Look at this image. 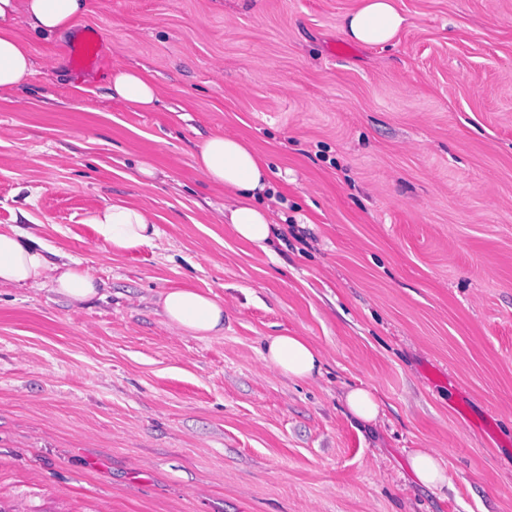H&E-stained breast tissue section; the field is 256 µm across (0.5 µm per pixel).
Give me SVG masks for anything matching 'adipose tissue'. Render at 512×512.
<instances>
[{
  "label": "adipose tissue",
  "mask_w": 512,
  "mask_h": 512,
  "mask_svg": "<svg viewBox=\"0 0 512 512\" xmlns=\"http://www.w3.org/2000/svg\"><path fill=\"white\" fill-rule=\"evenodd\" d=\"M90 0H0V93L20 88L34 72L26 41L15 32L17 18L30 31L54 33L71 30L89 9ZM404 22L395 0H361L357 10L344 16V36L363 45L391 41ZM109 97L133 112L152 110L157 102L155 84L139 69L113 71ZM195 169L207 183L224 190L225 223L237 237L269 250L278 227L268 196L273 193L266 159L244 138L231 133L207 137L193 156ZM91 221L98 236L113 251L124 252L152 243L160 231L149 210L117 198L97 210ZM37 228L0 225V285L51 286L70 302L82 304L100 295L96 278L81 261L57 263ZM156 303L166 322L196 338L224 333V304L196 288H169ZM263 360L290 380L306 381L323 373L320 351L305 337L280 334L264 337ZM414 480L428 488L451 486L446 461L429 450L409 456Z\"/></svg>",
  "instance_id": "1"
}]
</instances>
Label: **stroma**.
<instances>
[{"instance_id": "1", "label": "stroma", "mask_w": 512, "mask_h": 512, "mask_svg": "<svg viewBox=\"0 0 512 512\" xmlns=\"http://www.w3.org/2000/svg\"><path fill=\"white\" fill-rule=\"evenodd\" d=\"M396 2L382 46L340 34L357 0H91L28 35L34 72L0 94V225L39 226L105 296L0 286V512H512V0ZM120 67L152 76L153 111L109 98ZM217 132L271 166L272 252L193 166ZM115 198L159 237L112 252L90 218ZM180 286L223 301V335L167 324L155 300ZM285 333L321 376L264 363ZM360 384L372 429L340 401ZM413 449L452 489L416 484ZM98 30L94 27L88 29L83 40L71 50L73 64L82 69L97 60ZM260 354L268 365L293 381H306L323 373L320 351L304 336H266ZM350 418L364 427L375 426L381 414V403L370 387H349L341 395Z\"/></svg>"}]
</instances>
